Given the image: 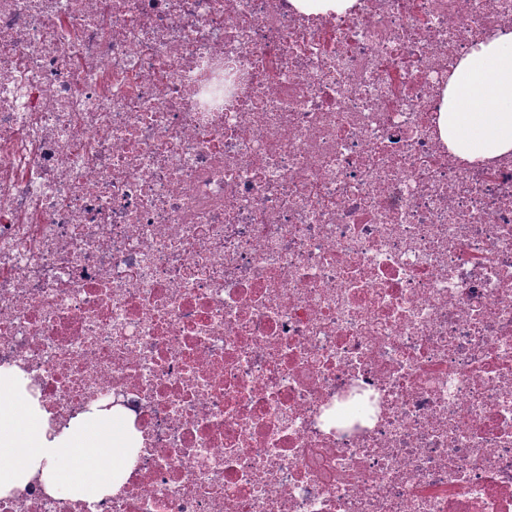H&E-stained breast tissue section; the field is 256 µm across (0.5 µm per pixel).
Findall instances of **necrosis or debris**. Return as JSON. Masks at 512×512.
Segmentation results:
<instances>
[{"label":"necrosis or debris","instance_id":"4bbe7bcc","mask_svg":"<svg viewBox=\"0 0 512 512\" xmlns=\"http://www.w3.org/2000/svg\"><path fill=\"white\" fill-rule=\"evenodd\" d=\"M512 0H0V367L141 440L0 512H512V156L441 137ZM297 7L303 12L319 13L326 12L328 10H334L336 12L343 11L352 4V0H293Z\"/></svg>","mask_w":512,"mask_h":512}]
</instances>
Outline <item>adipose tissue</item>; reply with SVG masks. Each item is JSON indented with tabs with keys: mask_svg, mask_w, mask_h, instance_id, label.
Listing matches in <instances>:
<instances>
[{
	"mask_svg": "<svg viewBox=\"0 0 512 512\" xmlns=\"http://www.w3.org/2000/svg\"><path fill=\"white\" fill-rule=\"evenodd\" d=\"M446 98L441 133L455 154L471 162L512 155V33L475 43ZM22 384L20 373L0 370V494L36 476L55 493L89 500L111 493L127 464L122 423L97 411L50 432Z\"/></svg>",
	"mask_w": 512,
	"mask_h": 512,
	"instance_id": "1",
	"label": "adipose tissue"
}]
</instances>
